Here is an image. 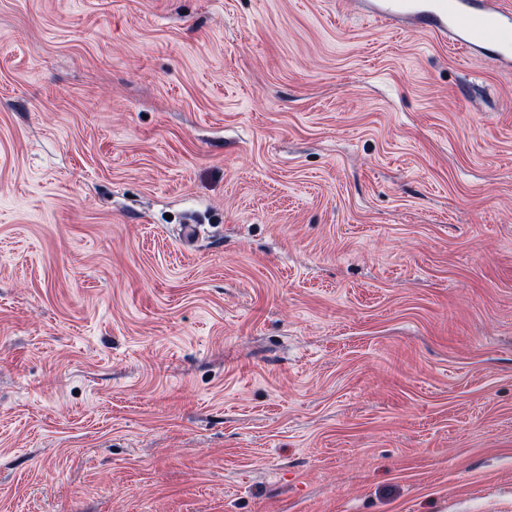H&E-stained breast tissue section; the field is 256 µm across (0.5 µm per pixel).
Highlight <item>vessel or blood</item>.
<instances>
[{"label": "vessel or blood", "mask_w": 512, "mask_h": 512, "mask_svg": "<svg viewBox=\"0 0 512 512\" xmlns=\"http://www.w3.org/2000/svg\"><path fill=\"white\" fill-rule=\"evenodd\" d=\"M499 0H371L372 16L384 21H414L446 38L463 54L491 50L495 60L512 67V41L504 39L506 16Z\"/></svg>", "instance_id": "b4317fda"}]
</instances>
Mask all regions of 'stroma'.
<instances>
[{"label":"stroma","mask_w":512,"mask_h":512,"mask_svg":"<svg viewBox=\"0 0 512 512\" xmlns=\"http://www.w3.org/2000/svg\"><path fill=\"white\" fill-rule=\"evenodd\" d=\"M0 512H512V68L0 0Z\"/></svg>","instance_id":"obj_1"}]
</instances>
